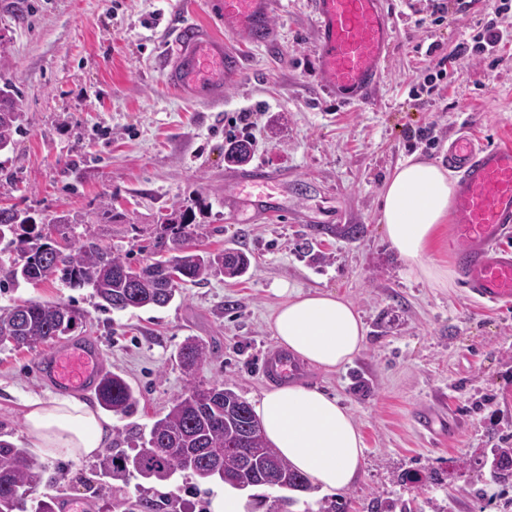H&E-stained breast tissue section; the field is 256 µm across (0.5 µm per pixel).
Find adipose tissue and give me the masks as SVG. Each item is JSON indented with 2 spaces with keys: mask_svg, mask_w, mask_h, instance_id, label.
<instances>
[{
  "mask_svg": "<svg viewBox=\"0 0 512 512\" xmlns=\"http://www.w3.org/2000/svg\"><path fill=\"white\" fill-rule=\"evenodd\" d=\"M455 182L437 165L409 159L382 189L381 222L392 248L419 280L447 286L449 272L425 255L446 221ZM278 342L328 371L363 349L365 328L353 303L331 292H295L270 317ZM267 441L314 486L331 491L353 484L363 466V436L336 397L299 384L266 392L256 406ZM24 426L35 447L51 457L98 454L112 440V422L80 399L29 402Z\"/></svg>",
  "mask_w": 512,
  "mask_h": 512,
  "instance_id": "obj_1",
  "label": "adipose tissue"
}]
</instances>
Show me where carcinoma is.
I'll return each instance as SVG.
<instances>
[{"label": "carcinoma", "instance_id": "1", "mask_svg": "<svg viewBox=\"0 0 512 512\" xmlns=\"http://www.w3.org/2000/svg\"><path fill=\"white\" fill-rule=\"evenodd\" d=\"M22 118V99L6 81L0 87V150L14 143ZM224 157L232 164L247 163L249 143L230 144ZM190 226V210L185 209L170 227L179 254L135 269L125 256L102 245L89 224L81 233L80 245L68 254H59L35 218L18 210L0 208V242L7 241V246L17 253L14 259L0 260V289L16 285L21 279L37 283L59 275L71 288H92L105 310L161 308L175 298L181 283H199L220 276L234 278L248 271L250 260L242 249L186 250L184 243ZM362 231L358 224L314 228L317 234L346 239H353ZM135 270L143 275L138 288L131 287L128 278ZM78 319L80 313L64 303L30 300L0 308V349H33L67 335ZM209 357L210 350L201 340H185L177 353L186 378L184 391L173 399L167 413L154 421L149 436L139 437L135 454L119 449L103 457L102 474L124 482L134 474L166 481L183 471L207 481L220 477L217 468L222 467L232 477L241 470L238 449L247 448L250 459L245 475L250 477V486L308 490V478L268 444L260 420L229 384L202 387L196 383V372ZM97 397L104 410L120 418H129L136 411L134 390L118 373H103ZM44 472V464L35 455L0 438V512H24L26 497L37 492ZM96 492L115 498L125 512L146 507L139 499L133 501L124 494L117 495L119 489L106 483L100 484Z\"/></svg>", "mask_w": 512, "mask_h": 512}]
</instances>
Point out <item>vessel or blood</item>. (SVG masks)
Instances as JSON below:
<instances>
[{"mask_svg": "<svg viewBox=\"0 0 512 512\" xmlns=\"http://www.w3.org/2000/svg\"><path fill=\"white\" fill-rule=\"evenodd\" d=\"M273 0H209L225 31L255 43L275 38ZM386 0H311L319 47L317 76L338 104L356 106L375 97L382 63L396 37ZM165 78L182 98L217 103L242 68V57L207 24L186 22L172 31ZM444 161L458 174L451 233L464 288L476 299L512 304V147L475 146L466 135L448 144ZM42 366L56 389L96 388L103 371L97 342L56 348ZM265 377H300L302 366L286 352H270Z\"/></svg>", "mask_w": 512, "mask_h": 512, "instance_id": "vessel-or-blood-1", "label": "vessel or blood"}]
</instances>
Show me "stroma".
Instances as JSON below:
<instances>
[{
	"instance_id": "obj_1",
	"label": "stroma",
	"mask_w": 512,
	"mask_h": 512,
	"mask_svg": "<svg viewBox=\"0 0 512 512\" xmlns=\"http://www.w3.org/2000/svg\"><path fill=\"white\" fill-rule=\"evenodd\" d=\"M17 23L0 9L11 39L4 76L22 93L24 120L0 151V207L29 211L54 225L53 237L78 245L84 223L133 266L152 257L166 229L162 216L203 198L190 245L236 248L251 260L239 278L181 285L162 308L104 310L91 289L53 278L0 292V308L25 300L65 302L81 318L67 342L102 346L105 368L135 389L132 418L113 428L149 432L185 386L175 355L187 337L211 352L197 383L226 382L249 404L273 385L262 373L278 341L269 326L284 290L330 291L349 298L366 328L361 352L344 369L310 366L300 382L337 397L363 435L364 466L338 491L347 512L398 500L412 512H512V487L488 470L458 472L456 460L512 440V306L470 300L459 279L435 288L407 274L381 223L380 193L397 165L415 157L440 163L450 139L512 146V8L476 0L459 17L449 0L432 22L433 0H388L398 33L373 103L341 110L316 77L315 20L308 0H275L276 38L238 44L244 66L211 106L166 87L164 41L173 23L210 22L204 0H29ZM495 20L505 40L495 59L462 62L445 89L412 95L428 67ZM246 116L254 142L247 164L224 158L228 121ZM270 172L267 186L242 178ZM245 210L230 218L225 198ZM67 215L68 223L55 219ZM316 224H360L358 238L314 235ZM54 344L0 351V431L31 442L23 421L30 399L59 392L40 373ZM464 424L452 438H431L413 415L435 398ZM37 496L117 512L85 486L99 458L44 457ZM418 474L400 483L402 473ZM126 492L161 512H211L222 482L186 472L165 482L131 478Z\"/></svg>"
}]
</instances>
